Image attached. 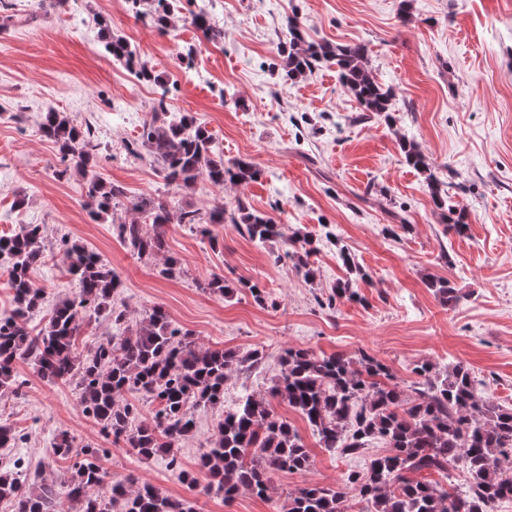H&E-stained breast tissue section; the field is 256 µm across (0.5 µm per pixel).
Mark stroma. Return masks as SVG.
Returning a JSON list of instances; mask_svg holds the SVG:
<instances>
[{"label": "stroma", "mask_w": 512, "mask_h": 512, "mask_svg": "<svg viewBox=\"0 0 512 512\" xmlns=\"http://www.w3.org/2000/svg\"><path fill=\"white\" fill-rule=\"evenodd\" d=\"M15 2L11 12L0 11V226L43 225L44 256L30 278L46 285L49 300L76 288L58 246L65 237L92 247L120 274L119 300L131 323L159 306L199 346L264 350L259 368L225 382L228 409L244 390L267 393L287 347L354 358L364 351L405 384L414 381L416 363H462L482 392L512 407V0H411L406 22L401 0H214L210 20L224 33L215 43L184 23L158 35L135 22L125 0H71L65 9L53 0L40 9ZM97 15L175 83L170 112L195 114L225 159L246 157L262 171L241 187L202 180L186 194L167 191L173 207L205 213L215 200L230 207L242 197L270 214L280 238L260 245L220 224L213 247L173 223L162 253L138 257L113 234L111 219L90 220L81 177H57L58 148L39 134L48 110L92 124L104 178L133 195L165 191L151 159L125 149L155 88L131 81L105 54ZM293 15L310 40L367 46L369 69L393 92L390 116L361 111L334 69L285 80L281 48ZM187 54L190 70L182 66ZM403 137L419 143L448 183L449 205L467 213L464 235L442 223L422 176L404 163ZM304 234L319 248L311 282L284 255L288 239ZM342 246L373 282L359 284L360 301L331 310L319 301L346 274ZM168 255L180 260V276L161 275ZM216 276L259 284L265 303L245 288L230 297L203 290ZM431 276L457 288L456 306L441 305L426 285ZM16 373L25 385L0 394V421L25 441L0 455L32 462L61 490L74 471L72 460L53 452L63 433L105 449L102 465L113 480L134 475L189 500L194 512H282L296 489L338 484L366 457L387 451L375 442L362 457L327 452L303 417L275 399L272 409L298 431L311 464L272 474L268 497L243 489L227 502L209 490L206 475L188 487L163 458L140 459L114 441L82 414L74 383L43 381L27 359Z\"/></svg>", "instance_id": "stroma-1"}]
</instances>
